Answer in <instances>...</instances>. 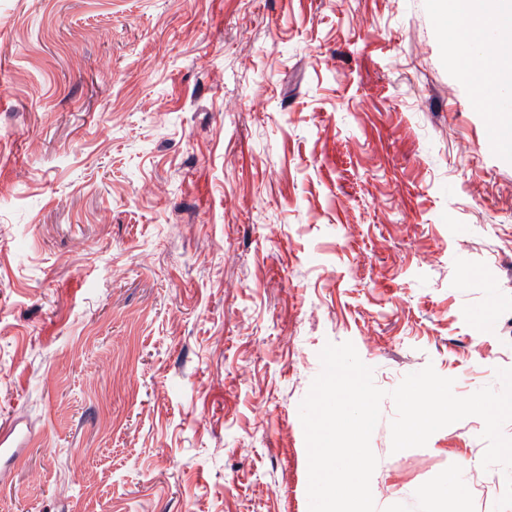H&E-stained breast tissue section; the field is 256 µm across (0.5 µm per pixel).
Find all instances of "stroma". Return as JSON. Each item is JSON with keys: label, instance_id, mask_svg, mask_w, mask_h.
I'll list each match as a JSON object with an SVG mask.
<instances>
[{"label": "stroma", "instance_id": "stroma-1", "mask_svg": "<svg viewBox=\"0 0 512 512\" xmlns=\"http://www.w3.org/2000/svg\"><path fill=\"white\" fill-rule=\"evenodd\" d=\"M462 53L437 0H0V512H309L329 343L500 388L512 111ZM394 416L378 512H495L479 417Z\"/></svg>", "mask_w": 512, "mask_h": 512}]
</instances>
